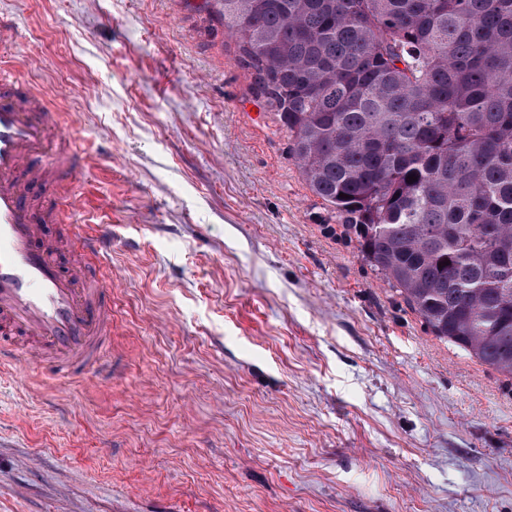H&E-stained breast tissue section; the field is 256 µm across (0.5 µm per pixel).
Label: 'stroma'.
<instances>
[{"label": "stroma", "mask_w": 512, "mask_h": 512, "mask_svg": "<svg viewBox=\"0 0 512 512\" xmlns=\"http://www.w3.org/2000/svg\"><path fill=\"white\" fill-rule=\"evenodd\" d=\"M88 158L112 371L0 367V512H512V378L306 185L205 0H0Z\"/></svg>", "instance_id": "obj_1"}]
</instances>
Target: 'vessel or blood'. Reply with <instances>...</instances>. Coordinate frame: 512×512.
Instances as JSON below:
<instances>
[{
    "instance_id": "vessel-or-blood-1",
    "label": "vessel or blood",
    "mask_w": 512,
    "mask_h": 512,
    "mask_svg": "<svg viewBox=\"0 0 512 512\" xmlns=\"http://www.w3.org/2000/svg\"><path fill=\"white\" fill-rule=\"evenodd\" d=\"M80 160L42 98L0 61V356L61 380L93 373L112 358V292L96 264L101 242L84 236L78 249L67 250L46 227L71 212V199L55 211L32 195Z\"/></svg>"
}]
</instances>
